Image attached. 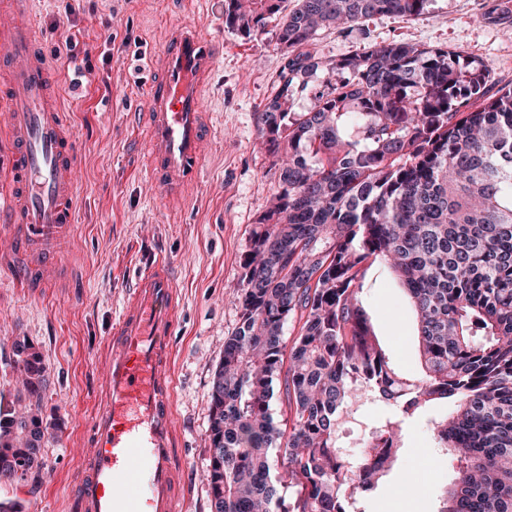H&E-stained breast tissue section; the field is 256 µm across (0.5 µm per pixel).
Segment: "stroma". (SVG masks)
<instances>
[{
  "instance_id": "obj_1",
  "label": "stroma",
  "mask_w": 512,
  "mask_h": 512,
  "mask_svg": "<svg viewBox=\"0 0 512 512\" xmlns=\"http://www.w3.org/2000/svg\"><path fill=\"white\" fill-rule=\"evenodd\" d=\"M45 48L58 68L59 101L79 143L76 237L62 245L50 288L31 289L0 273V410L15 406L20 376L15 344L27 341L47 366L41 402L48 426L36 490L0 479V500L22 512H71L68 492L86 452L84 423L96 398L100 347L122 307L137 268L154 256L175 266L183 305L173 343L177 453L186 463L184 512H210L206 441L214 371L224 340L236 329L243 255L254 224L277 187L261 145L257 113L271 96L284 51L272 35L246 40L224 28V0H36ZM187 22L224 45L208 81L205 103L215 137L200 178L176 201L164 199L143 169L138 130L148 52ZM79 31L66 47V29ZM444 46L493 67L512 85V0H428L415 19L378 15L349 31L327 30L311 50L340 58L374 43ZM363 306L398 369L417 379L415 322L408 301L382 261L368 267ZM430 414L406 421L396 462L362 512H439L459 463L437 446ZM384 406L372 395L343 416L341 451L362 452Z\"/></svg>"
}]
</instances>
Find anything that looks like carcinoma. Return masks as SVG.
<instances>
[{"mask_svg":"<svg viewBox=\"0 0 512 512\" xmlns=\"http://www.w3.org/2000/svg\"><path fill=\"white\" fill-rule=\"evenodd\" d=\"M285 2L224 0L225 29L251 39L271 25L285 53L257 113L278 185L250 235L210 396V512H356L395 462L401 424L433 400L454 406L432 430L460 462L439 512H512V87L441 47L307 50L324 29L413 19L427 0ZM307 92L314 106L296 111ZM376 258L410 299L417 380L360 305ZM19 363L28 403L0 416V478L27 482L47 432L45 367L36 351ZM363 392L391 415L348 466L338 421ZM279 393L287 428L272 413Z\"/></svg>","mask_w":512,"mask_h":512,"instance_id":"carcinoma-1","label":"carcinoma"}]
</instances>
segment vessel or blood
I'll return each mask as SVG.
<instances>
[{
    "mask_svg": "<svg viewBox=\"0 0 512 512\" xmlns=\"http://www.w3.org/2000/svg\"><path fill=\"white\" fill-rule=\"evenodd\" d=\"M31 0H0V86L8 191L0 244L23 256L11 277L43 288L58 246L74 235L78 143L58 98ZM221 46L191 24L171 27L143 96L148 177L165 197L198 181L213 139L204 90ZM180 306L168 258L140 267L113 325L97 376L99 403L84 431L88 450L73 481V512H183V463L175 448L172 339Z\"/></svg>",
    "mask_w": 512,
    "mask_h": 512,
    "instance_id": "1",
    "label": "vessel or blood"
}]
</instances>
